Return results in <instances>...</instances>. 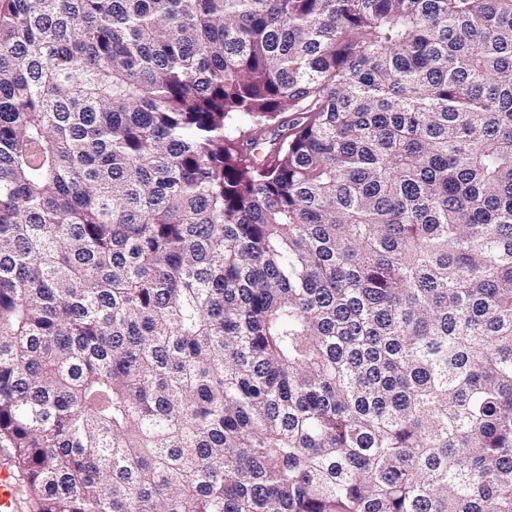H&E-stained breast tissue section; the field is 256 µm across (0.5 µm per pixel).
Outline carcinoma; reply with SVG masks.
Instances as JSON below:
<instances>
[{"label":"carcinoma","mask_w":512,"mask_h":512,"mask_svg":"<svg viewBox=\"0 0 512 512\" xmlns=\"http://www.w3.org/2000/svg\"><path fill=\"white\" fill-rule=\"evenodd\" d=\"M0 447L34 512H512V0H0Z\"/></svg>","instance_id":"1"}]
</instances>
